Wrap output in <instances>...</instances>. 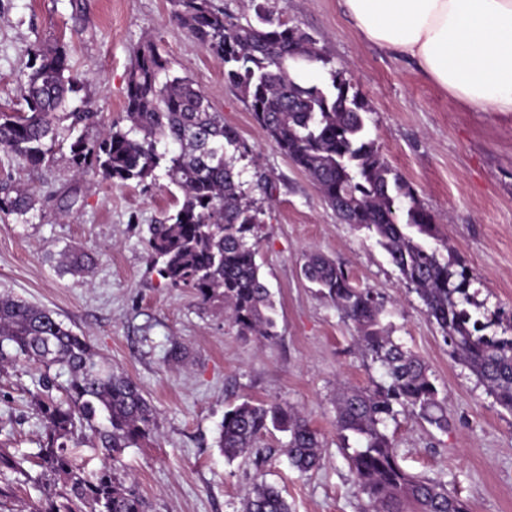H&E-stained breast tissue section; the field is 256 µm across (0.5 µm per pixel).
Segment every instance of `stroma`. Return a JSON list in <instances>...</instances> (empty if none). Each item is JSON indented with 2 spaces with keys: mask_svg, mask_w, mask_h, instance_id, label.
<instances>
[{
  "mask_svg": "<svg viewBox=\"0 0 512 512\" xmlns=\"http://www.w3.org/2000/svg\"><path fill=\"white\" fill-rule=\"evenodd\" d=\"M275 16L317 41L332 65L346 67L367 107L366 124L380 153L435 211L449 245L465 260L488 312L512 316V114L460 107L424 80L414 62L366 44L337 0H269ZM170 0H0V112L22 108L30 48L61 41L84 83L78 96L97 112L95 137L124 124V91L133 49L153 41L172 71L190 77L252 150L265 173L257 262L278 310V336L241 335L219 306L198 304L168 287L149 265L140 230L172 210L178 195L166 177L111 183L76 177L68 145L32 168L0 153L9 174L40 199L26 217L0 215V294L56 312L82 334L113 370L138 382L157 412L153 437L125 449L118 468L146 503V512H242L255 482L281 489L292 512H370L353 483L335 423L337 386L382 381L380 365L357 354L350 324L304 278L308 252L343 265L356 285L393 304V336L427 364L446 397L447 431L418 416L389 423L408 473L447 484L472 512H512V412L497 405L477 378L449 355L417 294L400 281L370 232L337 220L309 177L270 144L224 67L190 41L171 19ZM75 248L94 262L89 275L61 272L57 253ZM187 350L169 361L173 343ZM41 369L0 371V448L32 477L0 472V512H35L43 496L33 479L44 435L30 404ZM278 399L318 430L320 468H290L286 437L274 431L258 453L226 462L216 444L225 411L243 401Z\"/></svg>",
  "mask_w": 512,
  "mask_h": 512,
  "instance_id": "stroma-1",
  "label": "stroma"
}]
</instances>
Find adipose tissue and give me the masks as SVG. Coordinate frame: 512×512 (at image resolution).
I'll return each mask as SVG.
<instances>
[{
	"instance_id": "adipose-tissue-1",
	"label": "adipose tissue",
	"mask_w": 512,
	"mask_h": 512,
	"mask_svg": "<svg viewBox=\"0 0 512 512\" xmlns=\"http://www.w3.org/2000/svg\"><path fill=\"white\" fill-rule=\"evenodd\" d=\"M361 39L466 108L512 113V0H338Z\"/></svg>"
}]
</instances>
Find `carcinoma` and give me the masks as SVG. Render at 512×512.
Listing matches in <instances>:
<instances>
[{
    "label": "carcinoma",
    "instance_id": "obj_1",
    "mask_svg": "<svg viewBox=\"0 0 512 512\" xmlns=\"http://www.w3.org/2000/svg\"><path fill=\"white\" fill-rule=\"evenodd\" d=\"M172 14L191 40L224 64V80L236 86L268 140L316 186L325 203L345 223L365 228L389 256L399 278L418 295L427 316L441 331L452 357L467 367L503 409L512 412V319L501 335L469 310L476 278L448 249V238L416 190L382 156L368 135V107L353 90L343 67L329 66L316 40L298 25L275 18L256 4L257 22L241 24L212 0H172ZM28 79L20 87L22 112H0V152L29 166L49 160L59 137L72 134L74 172L101 179L143 184L164 175L181 192L176 208L148 225L145 243L152 269L172 288H188L203 305L217 303L241 334L271 341L278 336L273 294L257 264L263 206L243 189L239 163L250 149L224 124L209 98L188 77L171 73L152 42L135 50L125 91L129 126L111 125L94 139L74 135L95 122L97 113L70 106L80 91L65 45L37 44L29 52ZM329 66L317 82L305 65ZM167 145L159 150L160 144ZM39 199L11 179H0V214L23 217ZM65 269L92 265L84 253L60 252ZM304 277L331 303L355 332L360 356L378 363L386 380L366 388L340 387L336 427L359 447L347 453L358 491L372 512H471L467 500L434 479L402 469L387 434L400 414L417 415L448 430L446 400L424 361L396 342L387 318L393 311L368 288L353 284L348 271L311 252ZM44 372L31 402L41 415L44 440L37 466L49 482L69 488L58 503L47 494L37 512H143L133 485L118 474V455L148 440L156 412L132 378L112 370L85 337L56 313L9 295H0V367L18 362ZM68 374L56 398L52 368ZM105 416L108 426L95 429ZM95 431L102 448L100 468L82 476L68 452L77 428ZM287 434L284 448L293 468L307 474L319 466L321 441L308 418L277 400L244 401L224 413L218 448L227 461L252 451L270 429ZM244 512H290L281 492L264 482L253 486Z\"/></svg>",
    "mask_w": 512,
    "mask_h": 512
}]
</instances>
